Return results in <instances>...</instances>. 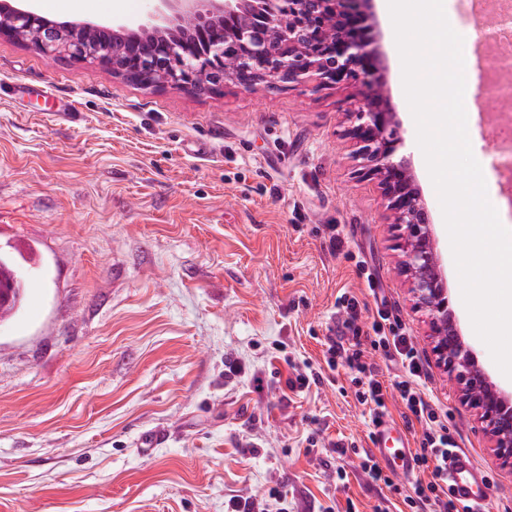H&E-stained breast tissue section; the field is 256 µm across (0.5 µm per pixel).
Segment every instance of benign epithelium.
I'll use <instances>...</instances> for the list:
<instances>
[{"mask_svg": "<svg viewBox=\"0 0 512 512\" xmlns=\"http://www.w3.org/2000/svg\"><path fill=\"white\" fill-rule=\"evenodd\" d=\"M140 32L157 36L154 55L165 70L161 84L195 94L232 82L341 84L362 81L347 109L355 157L365 175L378 179L416 306L430 319L433 351L477 412L499 465L512 467V396L479 365L448 308V290L434 250L429 211L414 187L411 167L399 155L403 139L394 107L383 91L381 52L371 0H152ZM0 38L75 63H96L121 78L142 60L138 35L121 25L61 21L0 3ZM239 56L224 57V41Z\"/></svg>", "mask_w": 512, "mask_h": 512, "instance_id": "7a95c632", "label": "benign epithelium"}]
</instances>
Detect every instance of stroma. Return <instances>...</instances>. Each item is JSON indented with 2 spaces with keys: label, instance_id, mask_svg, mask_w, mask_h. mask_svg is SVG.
I'll use <instances>...</instances> for the list:
<instances>
[{
  "label": "stroma",
  "instance_id": "1",
  "mask_svg": "<svg viewBox=\"0 0 512 512\" xmlns=\"http://www.w3.org/2000/svg\"><path fill=\"white\" fill-rule=\"evenodd\" d=\"M151 9L63 0L47 17L135 31ZM372 11L458 327L511 392L461 299L391 18L377 2ZM360 89L144 88L0 39V248L39 250L26 306L0 327V512H226L231 497L272 488L288 512L385 510L389 491L361 468L368 409L339 392L348 367L312 396L287 385L292 364L325 367L341 295L358 299L369 327L370 272L461 448L488 465L494 506L512 504V471L438 365L378 182L353 157L345 110ZM60 99L76 111H56ZM494 109L479 92L466 107L475 157L492 151ZM200 142L206 151L194 152ZM333 228L346 241L336 254ZM233 360L242 371L225 377ZM158 429L166 439L141 446Z\"/></svg>",
  "mask_w": 512,
  "mask_h": 512
}]
</instances>
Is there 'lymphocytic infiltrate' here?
Listing matches in <instances>:
<instances>
[{"mask_svg":"<svg viewBox=\"0 0 512 512\" xmlns=\"http://www.w3.org/2000/svg\"><path fill=\"white\" fill-rule=\"evenodd\" d=\"M340 309L347 315L344 331L326 339L328 366L345 363L352 371L351 383L356 401L369 408L371 421H379L388 413L389 391H396L405 407L403 420L406 428L421 427V454L416 457L419 468L430 470L431 480L416 483L412 493H403L400 485L384 474L373 456H366L362 468L372 483L384 485L402 498L408 512H483L478 505H462L448 491V457L457 450L458 442L448 428V414L436 406L425 392L427 369L408 335L404 324L395 315L388 301H380L372 316L370 328L371 346L392 362L400 365L403 373L393 387H384L378 379L375 367L365 358L362 349V330L357 324L359 302L355 297L344 295Z\"/></svg>","mask_w":512,"mask_h":512,"instance_id":"f902f5d3","label":"lymphocytic infiltrate"}]
</instances>
